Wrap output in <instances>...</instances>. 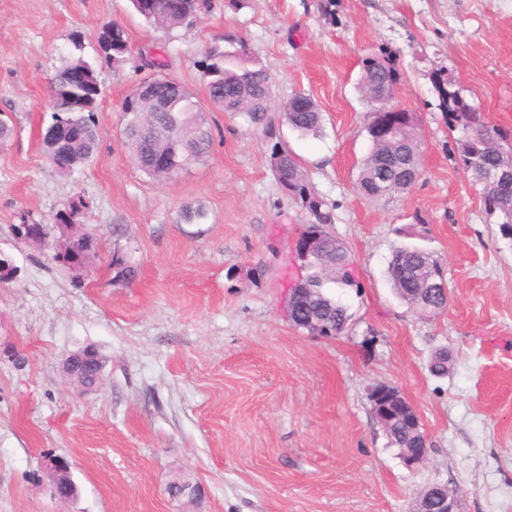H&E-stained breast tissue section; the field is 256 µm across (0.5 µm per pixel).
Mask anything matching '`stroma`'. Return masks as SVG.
I'll use <instances>...</instances> for the list:
<instances>
[{
  "instance_id": "obj_1",
  "label": "stroma",
  "mask_w": 512,
  "mask_h": 512,
  "mask_svg": "<svg viewBox=\"0 0 512 512\" xmlns=\"http://www.w3.org/2000/svg\"><path fill=\"white\" fill-rule=\"evenodd\" d=\"M206 0L172 34L133 14L129 0H0V251L17 267L0 282V512H411L429 483H452L460 512H512V240L455 160L434 89L442 75L512 136V0ZM122 25L129 51L106 61L97 34ZM81 40L102 88L98 147L61 173L42 134L49 80ZM245 44L266 70L268 124L208 107L213 145L179 181L134 166L121 134L130 91L162 72L205 97L211 48ZM390 51L397 103L418 118L422 174L392 199L361 196L368 105L363 58ZM322 112L319 135L291 130L294 93ZM296 155L332 213L328 233L347 247L361 290L343 301L350 323L334 338L296 329L289 291L304 270L293 243L308 212L280 189L274 144ZM97 247L82 276L54 261L52 244L12 235L53 224L75 197ZM203 204L206 223L180 209ZM125 232L114 237L112 226ZM416 245L448 283L446 309L424 317L395 294L393 251ZM139 261L115 284V248ZM104 361L97 391L61 372L85 347ZM447 348L445 375L429 370ZM398 388L420 416L429 453L409 471L374 417L372 387ZM70 464L77 492L59 500L48 457ZM197 488L172 498L173 479Z\"/></svg>"
}]
</instances>
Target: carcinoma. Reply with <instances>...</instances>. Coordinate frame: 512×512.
<instances>
[{
  "label": "carcinoma",
  "mask_w": 512,
  "mask_h": 512,
  "mask_svg": "<svg viewBox=\"0 0 512 512\" xmlns=\"http://www.w3.org/2000/svg\"><path fill=\"white\" fill-rule=\"evenodd\" d=\"M133 10L149 25L171 33L180 28L187 18L178 6L179 0H130ZM105 57L119 59L128 52V43L121 26L112 23L101 27L98 34ZM81 65L90 74L86 87L73 89L69 75L73 67ZM210 76L206 93L216 106L224 112L241 115L257 126L267 124L265 100L271 94L269 77L265 69L248 55L235 50L211 52L204 66ZM400 73L392 61L385 56L368 57L362 62L359 91L370 109H375L376 98L371 89L375 85L397 86ZM156 99L141 100L132 112L120 115L122 133L136 168L157 182L173 180L171 166L178 165L177 172L185 174L202 162L209 154L211 131L201 104L195 94L180 96L175 112H158L156 102L165 103L174 97L169 87L155 83ZM439 106L448 119V127L460 131L457 140V159L478 192L486 212L497 218L502 236L512 239V186L492 187L484 177L512 163V139L499 129L488 125L481 113L470 104H462L460 91L446 79L435 81ZM51 122L73 125L79 129L77 136L67 145L65 161L73 169L87 163L93 156L97 144L96 115L101 96L95 67L83 56L68 54L61 58L60 66L51 78ZM284 117L288 126L302 136L316 135L322 125V114L315 101L304 93L292 95L284 106ZM412 112L397 134L381 138L366 130L370 148L361 161L356 178L357 190L366 198L382 200L408 190V171L396 166L401 156L414 159L419 156L418 134ZM280 186L293 190L289 198L312 217L302 234L313 228H324L332 223V215L323 210L324 203H314L317 195L312 190L302 165L288 153L277 163L270 165ZM208 219L207 208L201 203H188L181 209V220L185 224H203ZM329 249V260L350 263L345 246L330 234H325ZM126 270L114 268L110 261L112 280L130 283L137 265L131 254L124 256ZM308 273L300 287L307 289L304 299H292L289 304V321L298 325L294 313L305 311L327 317L341 325L350 320L348 307L333 293V289L356 288L358 284L346 275L321 263L307 267ZM431 272L426 258L418 252L398 254L390 260L388 273L396 295L402 299L413 293L425 276ZM450 356L445 349L434 351L429 368L434 375L448 371Z\"/></svg>",
  "instance_id": "carcinoma-1"
}]
</instances>
